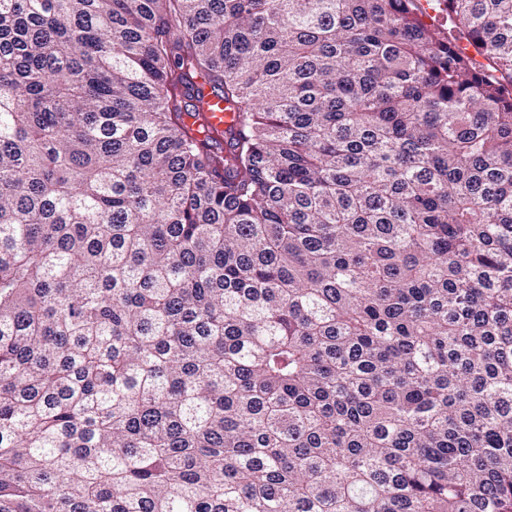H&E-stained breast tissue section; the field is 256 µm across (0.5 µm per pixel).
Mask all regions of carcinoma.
Instances as JSON below:
<instances>
[{"label": "carcinoma", "instance_id": "cac0c4a2", "mask_svg": "<svg viewBox=\"0 0 512 512\" xmlns=\"http://www.w3.org/2000/svg\"><path fill=\"white\" fill-rule=\"evenodd\" d=\"M417 3L0 0V512H512V0ZM207 103L208 105L199 120H189L190 128L195 131L202 124L214 137L222 140L224 139V129L231 122L232 114L225 109L226 105L222 99L209 95Z\"/></svg>", "mask_w": 512, "mask_h": 512}]
</instances>
